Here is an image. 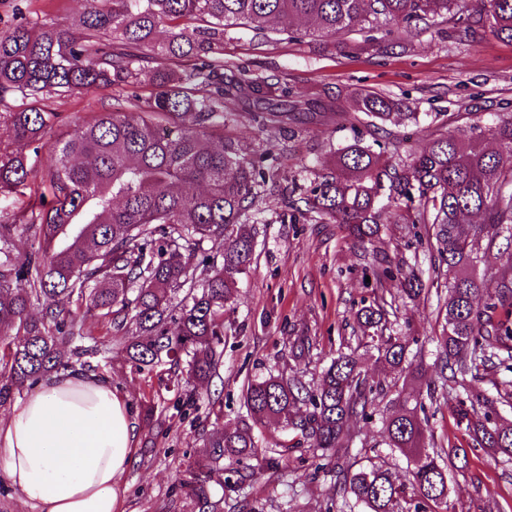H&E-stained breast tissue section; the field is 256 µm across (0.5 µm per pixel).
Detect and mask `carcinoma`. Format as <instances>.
Returning a JSON list of instances; mask_svg holds the SVG:
<instances>
[{"label":"carcinoma","mask_w":512,"mask_h":512,"mask_svg":"<svg viewBox=\"0 0 512 512\" xmlns=\"http://www.w3.org/2000/svg\"><path fill=\"white\" fill-rule=\"evenodd\" d=\"M85 0L76 26L39 24L20 17L0 31V101L19 104L0 112V193L27 189L30 211L0 224V335L12 343L0 351V406L13 391L60 370L93 371L92 358L105 338L135 329L124 347L137 369L170 363L180 373L182 403L196 402V388L220 376L224 362V308L238 277L253 263L255 234L240 219L257 201L256 188L275 183L265 158L247 159L231 145H216L224 131V100L239 99L270 116L271 131L283 129L290 112L314 119L334 110L305 111L276 76L224 80V33L248 27L264 40L271 23L310 21L308 36L330 38L340 51L342 35L359 30L367 40L384 25L421 34L438 21H454L467 35L490 30L512 42V0ZM154 65V91L139 112L124 104L139 98L140 76ZM117 86L125 98L112 109L69 125L52 144L50 165L39 171V155L59 114L38 103L46 98ZM357 111L377 123L417 120L398 112L393 100L374 91L355 95ZM493 146L474 149L471 127L443 135L399 169L385 155L357 139L337 149L333 167L303 189L306 212L315 221L334 220L361 243L380 226L402 220L431 224L438 243L433 262L444 281V334L441 369L449 380L501 368L512 373V267L490 284L473 276L482 250L500 236L512 240V115L488 129ZM33 147L29 155L15 144ZM404 205L396 214L381 198ZM297 201V202H299ZM297 202L283 195L287 208ZM482 214V222L464 217ZM20 229L38 247L23 257L9 249ZM222 247V262L198 255L200 243ZM41 304L37 318L29 316ZM101 311L105 335L84 339L80 307ZM381 313L368 305L357 313L358 328L397 378L424 381L426 396L438 385L421 366L406 363L401 337L379 332ZM458 419L472 446L512 460V421L498 417L483 391L459 383ZM373 386L356 359L341 354L323 370L315 387L280 374L250 380L246 414L238 425L211 434L202 458L187 469L181 487L195 512H224L239 496L232 479L247 459L276 468L281 448H261L253 429L270 421L284 424L310 442L336 483L363 512H393L400 500L413 512H448V466L458 450L443 458L426 448L424 404L410 392L384 420L387 445L412 459L406 480L376 465L340 466L329 459L353 442L349 421L373 414ZM229 473L221 496L211 489V473Z\"/></svg>","instance_id":"carcinoma-1"}]
</instances>
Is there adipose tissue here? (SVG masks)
<instances>
[{"label": "adipose tissue", "mask_w": 512, "mask_h": 512, "mask_svg": "<svg viewBox=\"0 0 512 512\" xmlns=\"http://www.w3.org/2000/svg\"><path fill=\"white\" fill-rule=\"evenodd\" d=\"M134 430L108 378L62 370L0 418V473L30 512H117Z\"/></svg>", "instance_id": "ef3b65f1"}]
</instances>
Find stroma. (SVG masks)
I'll return each instance as SVG.
<instances>
[{"instance_id":"35a3bbf8","label":"stroma","mask_w":512,"mask_h":512,"mask_svg":"<svg viewBox=\"0 0 512 512\" xmlns=\"http://www.w3.org/2000/svg\"><path fill=\"white\" fill-rule=\"evenodd\" d=\"M84 0H0V30L26 15L48 24H76ZM402 47L373 44L354 53L332 52L325 41L309 36H283L269 41L252 31L234 28L224 37V60L248 77L274 74L302 101L334 100L335 111L312 124L298 118L274 136L259 128L239 101L224 105V140L248 157H278L281 191L258 197L243 218L255 232L256 252L249 273L224 314V365L219 379L199 387L197 409L183 410L176 401L174 374L141 372L125 358L124 337H113L98 357L99 373L126 395L136 425L132 462L123 477L125 512H193L179 482L213 430L209 400L221 397L224 424L244 415L242 391L248 380L268 374L314 383L321 368L343 347L355 352L371 382H390L392 375L377 353L359 341L355 314L363 302H377L387 328L400 332L408 359L439 375L436 342L445 325L443 302L432 279H425V297L408 300L402 277L414 269L429 270L437 254L432 225L387 224L378 238L364 245L345 225L316 223L286 210L281 192L308 183L324 172L338 148L362 139L385 140L394 134L398 153L426 148L440 135L468 127L489 128L512 113V43L490 33L462 37L454 26L417 37L403 36ZM365 89L395 100L400 111L415 112L418 123H402L384 132L358 114L353 92ZM112 90L50 98L40 106L68 120L87 119L110 109ZM313 344L310 354L296 357L298 337ZM398 391L378 405L372 420H353L356 439L339 452L340 463L371 464L406 476L409 460L384 444L381 413L392 411ZM157 405V421L146 422L142 407ZM455 394L427 404L436 448H468L470 439L457 422ZM263 447L285 448L278 470L245 462L242 496L254 512H359L349 494L317 468L306 441L293 438L282 424L256 429ZM450 512H512V462L494 460L484 451L471 452L464 469L448 470Z\"/></svg>"}]
</instances>
